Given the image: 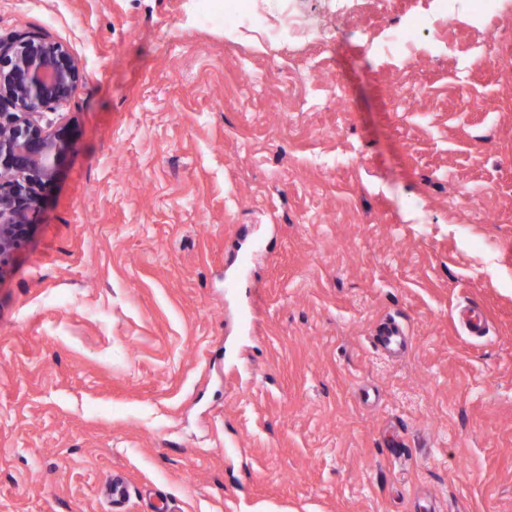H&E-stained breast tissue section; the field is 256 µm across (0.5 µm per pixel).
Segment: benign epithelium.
<instances>
[{
    "instance_id": "benign-epithelium-1",
    "label": "benign epithelium",
    "mask_w": 512,
    "mask_h": 512,
    "mask_svg": "<svg viewBox=\"0 0 512 512\" xmlns=\"http://www.w3.org/2000/svg\"><path fill=\"white\" fill-rule=\"evenodd\" d=\"M83 82L78 62L39 32L0 41V270L31 227L38 189L74 148L68 128L41 114L69 102Z\"/></svg>"
}]
</instances>
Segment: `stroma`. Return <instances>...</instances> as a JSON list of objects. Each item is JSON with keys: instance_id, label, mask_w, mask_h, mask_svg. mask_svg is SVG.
Masks as SVG:
<instances>
[{"instance_id": "1", "label": "stroma", "mask_w": 512, "mask_h": 512, "mask_svg": "<svg viewBox=\"0 0 512 512\" xmlns=\"http://www.w3.org/2000/svg\"><path fill=\"white\" fill-rule=\"evenodd\" d=\"M199 2L0 0L84 73L0 271V512H512V0H254L328 34L276 49ZM374 335L375 346L390 354L405 348L409 338L403 325L395 320L380 324Z\"/></svg>"}]
</instances>
